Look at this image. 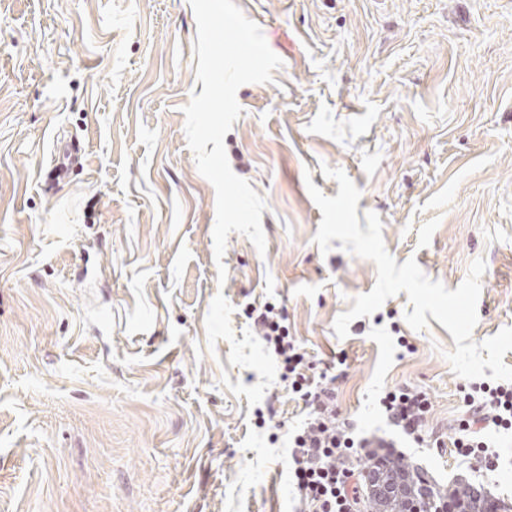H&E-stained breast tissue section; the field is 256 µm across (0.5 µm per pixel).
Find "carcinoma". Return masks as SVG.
<instances>
[{
  "mask_svg": "<svg viewBox=\"0 0 512 512\" xmlns=\"http://www.w3.org/2000/svg\"><path fill=\"white\" fill-rule=\"evenodd\" d=\"M372 481L393 482L392 495L369 497L370 512H411L420 504L422 512H490L489 497L478 494L470 484L453 481L446 485H427L419 472L410 468L401 456L382 458L366 465Z\"/></svg>",
  "mask_w": 512,
  "mask_h": 512,
  "instance_id": "cac0c4a2",
  "label": "carcinoma"
}]
</instances>
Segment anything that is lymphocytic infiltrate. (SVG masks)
Instances as JSON below:
<instances>
[{
    "instance_id": "obj_1",
    "label": "lymphocytic infiltrate",
    "mask_w": 512,
    "mask_h": 512,
    "mask_svg": "<svg viewBox=\"0 0 512 512\" xmlns=\"http://www.w3.org/2000/svg\"><path fill=\"white\" fill-rule=\"evenodd\" d=\"M257 336L279 361L282 378L307 409V418L292 437L289 467L304 512H360L358 483L361 462L375 439H354L352 426L341 421L334 399V378L314 376L299 341L288 334L284 316L275 306L252 308L248 314ZM465 410L454 440L458 456L478 472L494 469L497 457L483 437L489 428L512 429V383H471L465 389ZM379 404L389 423L412 442L423 443L431 409L428 395L409 386L387 390Z\"/></svg>"
}]
</instances>
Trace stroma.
I'll return each mask as SVG.
<instances>
[{
  "label": "stroma",
  "mask_w": 512,
  "mask_h": 512,
  "mask_svg": "<svg viewBox=\"0 0 512 512\" xmlns=\"http://www.w3.org/2000/svg\"><path fill=\"white\" fill-rule=\"evenodd\" d=\"M234 2L283 65L239 88L224 137L267 251L234 232L218 264L185 135L203 90L189 0H0V512H298L306 410L279 378L254 406L223 386L259 376L208 341L219 293L238 335L249 308H282L359 435L394 436L386 390L427 392L437 443L405 461L512 507V434L487 430L488 475L455 453L465 381L437 320L410 328L402 292L336 336L376 267L321 252L307 190L336 196L321 167L343 170L388 253L448 289L483 258L472 338L512 327V0Z\"/></svg>",
  "instance_id": "35a3bbf8"
}]
</instances>
